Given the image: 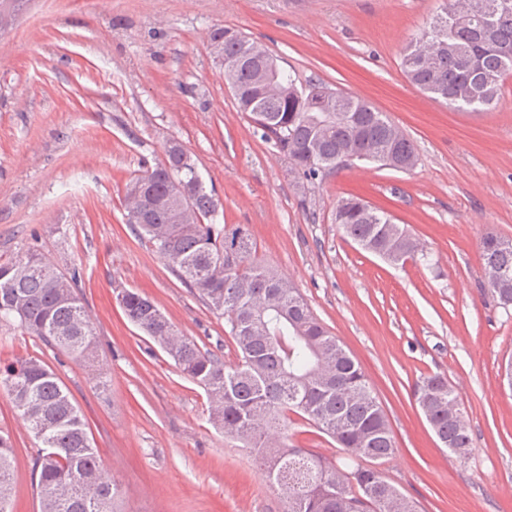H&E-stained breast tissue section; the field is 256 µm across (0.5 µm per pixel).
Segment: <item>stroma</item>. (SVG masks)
Segmentation results:
<instances>
[{"mask_svg":"<svg viewBox=\"0 0 512 512\" xmlns=\"http://www.w3.org/2000/svg\"><path fill=\"white\" fill-rule=\"evenodd\" d=\"M445 0H28L0 33V257L41 252L81 268L105 383L94 370L0 326V364L38 355L69 389L117 487L119 512H283L255 458L207 420L201 388L132 325L116 295L153 299L180 333L235 359L224 321L126 222V183L191 154L245 226L259 258L288 278L361 365L395 442L379 469L417 512H512V306L498 304L480 244L512 237V76L493 107L465 112L406 79L410 38ZM232 27L300 80L365 99L418 152L409 171L360 162L306 182L238 112L211 52ZM356 196L391 214L428 259L390 265L335 222ZM445 377L472 439L443 448L414 397ZM14 445L13 512H40L37 444L0 393Z\"/></svg>","mask_w":512,"mask_h":512,"instance_id":"35a3bbf8","label":"stroma"}]
</instances>
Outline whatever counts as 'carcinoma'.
<instances>
[{
    "label": "carcinoma",
    "instance_id": "obj_1",
    "mask_svg": "<svg viewBox=\"0 0 512 512\" xmlns=\"http://www.w3.org/2000/svg\"><path fill=\"white\" fill-rule=\"evenodd\" d=\"M480 3L492 9L478 17ZM224 32V81L237 110L303 179L338 169L348 152L392 169L415 167V145L384 113L350 93L332 109L321 103L327 85L304 83L283 67L279 80L269 79L261 70L270 56L266 48L236 29ZM401 66L412 85L448 106L478 111L493 105L512 74V0H448L444 16L410 39ZM141 178L152 183L157 203L148 223L134 225L138 236L224 319L236 361L228 364L179 333L149 297L124 289L117 300L127 319L203 390L212 426L255 454L284 512H416L375 468L393 454L394 439L359 363L297 288L256 257L246 228L214 223L220 200L195 182L181 153L167 148L165 160ZM174 181L186 182L191 192L190 212L179 220L160 203ZM335 223L392 265L426 258L405 227L360 198L341 200ZM480 258L491 291L512 305V239L484 238ZM80 279L78 269L62 274L34 250L0 262V321L95 367L101 378L104 364L77 293ZM0 389L38 442L40 512H113L98 449L57 374L40 357L27 356L0 368ZM414 395L442 445L467 454L472 439L448 380L427 376ZM292 414L330 437L346 463L290 443ZM13 455L10 435L0 431V512H10Z\"/></svg>",
    "mask_w": 512,
    "mask_h": 512
}]
</instances>
